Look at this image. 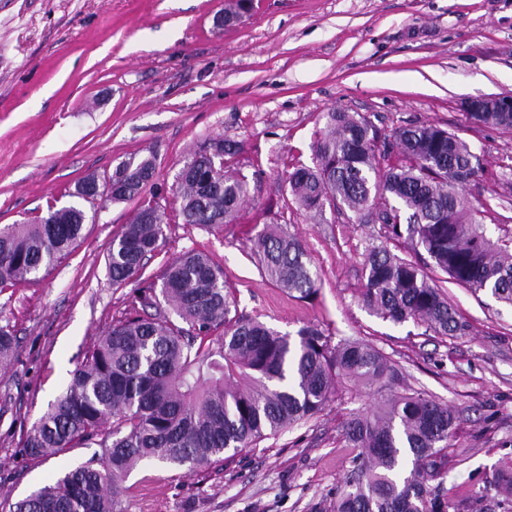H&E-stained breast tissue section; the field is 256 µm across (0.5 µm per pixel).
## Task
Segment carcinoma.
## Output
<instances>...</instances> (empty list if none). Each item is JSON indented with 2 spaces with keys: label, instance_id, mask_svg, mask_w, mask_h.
Returning <instances> with one entry per match:
<instances>
[{
  "label": "carcinoma",
  "instance_id": "1",
  "mask_svg": "<svg viewBox=\"0 0 512 512\" xmlns=\"http://www.w3.org/2000/svg\"><path fill=\"white\" fill-rule=\"evenodd\" d=\"M473 123L512 133V112H487ZM313 145L312 164L288 174V193L299 208L323 214L349 211L367 224L378 215L383 242L363 257L361 299L395 324L426 325L440 336L466 331L448 296L428 270L512 306V232L485 218L463 188L482 173L470 145L433 123L401 126L378 142L365 118L332 109ZM215 151L188 158L177 176L176 198L186 224L222 228L238 216L249 193L245 175L224 165L241 150L219 139ZM153 158L130 159L112 201L141 196L143 172ZM97 177L73 196L94 203ZM138 218L112 236L105 265L112 284L140 276L162 251L169 228L165 211ZM89 215L83 205L49 207L32 222L0 225V287L48 273L81 238ZM405 242L430 262L400 257L389 243ZM261 271L298 298L317 291V278L301 241L280 224H266L251 239ZM159 294L132 302L125 316L98 337L66 389L47 405L24 448L49 458L68 448L97 445L101 452L22 499L0 501V512H124L119 489L139 465L157 462L190 470L261 441L320 413L343 381L380 395L353 414L343 438L356 449L331 512H512V457L470 497L457 502L445 488V450L457 413L419 392L394 391L396 372L375 347L340 339L316 325L282 333L238 313L222 268L199 252L168 263ZM165 304L166 314L143 316L138 306ZM11 330L0 326V364L15 357Z\"/></svg>",
  "mask_w": 512,
  "mask_h": 512
}]
</instances>
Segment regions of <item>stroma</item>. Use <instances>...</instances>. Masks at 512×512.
Listing matches in <instances>:
<instances>
[{"label":"stroma","instance_id":"stroma-1","mask_svg":"<svg viewBox=\"0 0 512 512\" xmlns=\"http://www.w3.org/2000/svg\"><path fill=\"white\" fill-rule=\"evenodd\" d=\"M229 0H0V225L65 205L87 174L156 159L169 217L163 251L141 281L182 253L224 271L239 312L284 333L307 323L369 343L394 363L398 386L436 396L458 416L445 486L472 490L512 454V309L453 282L442 287L467 324L438 336L370 313L360 299L366 249L379 227L285 192L293 166L337 108L392 131L434 123L468 142L484 174L469 198L512 226V133L473 124L468 96H512V0H252L241 23L217 26ZM215 139L241 143L229 165L249 199L220 229L183 223L175 197L186 159ZM140 199L97 210L75 249L49 274L0 288V326L17 355L0 369V498H18L91 458L89 448L32 458L23 445L49 399L97 336L126 312L133 285H114L104 254ZM287 226L305 246L318 291L301 300L265 278L250 249L263 225ZM371 398L341 385L317 417L197 471L150 465L123 483L126 512H330L349 467L344 422Z\"/></svg>","mask_w":512,"mask_h":512}]
</instances>
